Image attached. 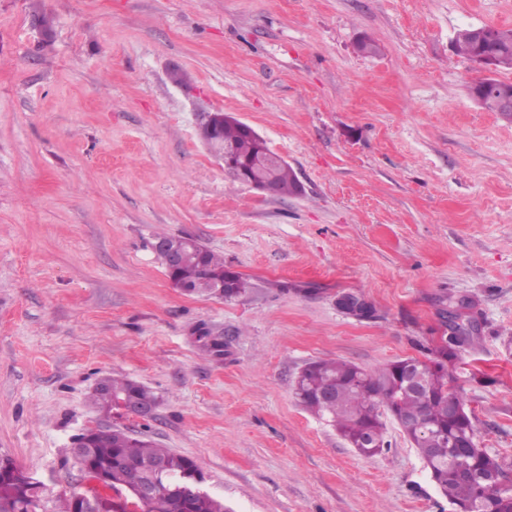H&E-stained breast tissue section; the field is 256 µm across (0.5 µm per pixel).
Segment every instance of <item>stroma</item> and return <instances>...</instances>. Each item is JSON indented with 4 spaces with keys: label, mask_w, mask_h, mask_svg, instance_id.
<instances>
[{
    "label": "stroma",
    "mask_w": 512,
    "mask_h": 512,
    "mask_svg": "<svg viewBox=\"0 0 512 512\" xmlns=\"http://www.w3.org/2000/svg\"><path fill=\"white\" fill-rule=\"evenodd\" d=\"M467 26L512 27V0H0V460L82 493L71 439L115 424L194 459L233 512H453L393 417L389 448L361 455L294 383L319 359L422 358L470 298L457 385L512 468V123L469 94L488 73L453 50ZM214 112L302 193L225 173L200 135ZM159 232L222 255L251 294L172 288ZM344 291L376 318L341 312ZM112 375L150 387L154 415L90 408ZM273 182L278 197L296 195L301 192V183L298 176L288 163L274 169Z\"/></svg>",
    "instance_id": "obj_1"
}]
</instances>
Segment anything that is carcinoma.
Returning a JSON list of instances; mask_svg holds the SVG:
<instances>
[{"mask_svg": "<svg viewBox=\"0 0 512 512\" xmlns=\"http://www.w3.org/2000/svg\"><path fill=\"white\" fill-rule=\"evenodd\" d=\"M456 54L472 61L482 55L498 57L505 68L512 69V27H498L487 38L479 27L461 28L452 37ZM479 105L496 111L502 92L512 91L494 78L477 82ZM210 121L219 126L224 141L237 150V180L251 176L250 162L264 143L237 119L216 113ZM277 196L296 195L301 183L294 169L280 165L273 171ZM170 281L184 287L191 295L212 296L214 286L224 283L226 301L251 293L253 284L243 274L224 265V258L199 244L184 249L180 265L168 271ZM459 315L444 322L451 333H442L425 347L426 360L409 357L392 362L376 373H367L343 360L313 361L295 382V398L306 410L329 422L359 453L372 456L381 452L385 442L382 412L398 417V423L432 481L456 512H512V491L501 490L494 478H508L506 465L498 457L479 447L471 439L468 448H450L452 439L476 434V419L454 388L448 364L457 359L459 347L467 343L470 329L457 323ZM197 342L210 357L222 354L224 343L212 339L199 327ZM460 406V413L448 412V402ZM91 404L103 413L119 411L123 402L158 404L150 388L125 378H101L90 396ZM80 447L70 453L80 471L97 486L85 493L54 497L44 485L16 468L0 471V483L12 489L11 497L0 501V512H84L86 497L100 489H110L117 496L137 502L140 512H232L208 493L200 492L204 475L187 456L160 448L149 440L133 436L120 427L89 428L73 438ZM151 463L158 466L166 494L158 503L140 502L134 493L140 480L139 468Z\"/></svg>", "mask_w": 512, "mask_h": 512, "instance_id": "carcinoma-1", "label": "carcinoma"}]
</instances>
